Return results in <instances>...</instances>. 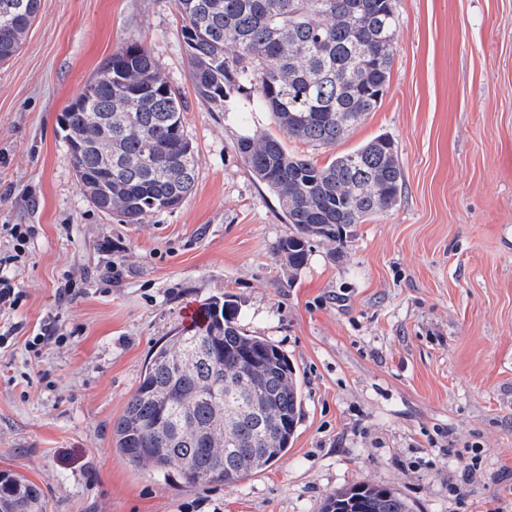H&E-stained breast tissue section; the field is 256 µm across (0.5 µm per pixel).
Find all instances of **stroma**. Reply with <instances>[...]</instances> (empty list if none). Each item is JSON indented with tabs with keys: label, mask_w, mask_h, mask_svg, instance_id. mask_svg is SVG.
<instances>
[{
	"label": "stroma",
	"mask_w": 512,
	"mask_h": 512,
	"mask_svg": "<svg viewBox=\"0 0 512 512\" xmlns=\"http://www.w3.org/2000/svg\"><path fill=\"white\" fill-rule=\"evenodd\" d=\"M393 4L374 112L339 144H284L322 166L389 136L402 195L340 254L311 240L292 274L274 253L291 226L236 151L240 136L277 127L196 96L174 0H41L0 65V225L30 230L9 271L22 299L0 349V471L36 483L49 512H321L357 483L411 512H512V495L497 496L512 487V0ZM130 42L179 88L197 151L191 196L141 224L86 199L59 122ZM224 294L298 377L291 447L233 486L130 467L112 426L154 345ZM50 322L62 344L31 352Z\"/></svg>",
	"instance_id": "obj_1"
}]
</instances>
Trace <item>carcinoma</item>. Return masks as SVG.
<instances>
[{
	"mask_svg": "<svg viewBox=\"0 0 512 512\" xmlns=\"http://www.w3.org/2000/svg\"><path fill=\"white\" fill-rule=\"evenodd\" d=\"M0 63L13 57L41 0L4 19ZM189 76L198 98L224 111L231 95L271 114L291 138L333 146L386 90L398 18L392 0H175ZM182 96L151 52L130 43L107 60L62 114L76 176L98 210L142 224L178 208L196 182V152L184 131ZM112 117V138L101 120ZM237 152L276 196L291 224L275 253L291 273L310 240L342 248L347 231L392 209L404 175L394 141L380 135L318 166L273 134H247ZM219 388L224 414L209 400ZM303 415L288 356L237 324L229 299L204 303L200 323L163 341L114 423L116 448L139 469L188 486L235 485L280 460ZM0 512H46L35 483L0 472ZM323 512H409L389 489L358 483L329 497Z\"/></svg>",
	"mask_w": 512,
	"mask_h": 512,
	"instance_id": "obj_1",
	"label": "carcinoma"
}]
</instances>
